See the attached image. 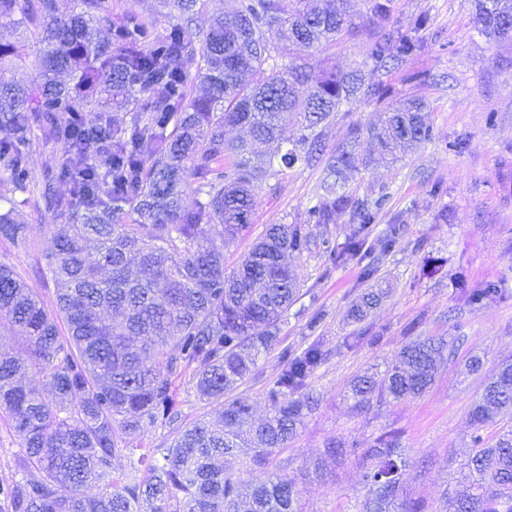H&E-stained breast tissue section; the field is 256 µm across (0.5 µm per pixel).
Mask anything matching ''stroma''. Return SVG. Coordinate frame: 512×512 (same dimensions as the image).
I'll list each match as a JSON object with an SVG mask.
<instances>
[{"instance_id": "obj_1", "label": "stroma", "mask_w": 512, "mask_h": 512, "mask_svg": "<svg viewBox=\"0 0 512 512\" xmlns=\"http://www.w3.org/2000/svg\"><path fill=\"white\" fill-rule=\"evenodd\" d=\"M111 3L114 12H137L156 35L177 21L162 0ZM391 24L417 43L408 61L385 75L388 97H422L433 136L390 167H365L371 146L362 143L347 181L350 194L382 202L371 236L390 224L405 227L379 271L386 294L364 321H353L349 309L363 289L360 264L327 265L318 245L291 257L305 293L280 325L278 350L233 392L264 413L265 391L282 368L279 349L299 351L321 339L329 356L308 381L319 405L278 456L300 490L304 512H357L364 488L356 451L386 432L399 435L413 462L404 497L424 501L428 512H446L454 472L475 438L494 441L512 422L503 417L477 427L470 417L484 381L512 360V43L478 32L474 0H393ZM368 46L367 37L344 36L295 53L318 70L352 71L363 68ZM382 108L367 100L342 108L335 121L318 128L324 151H334L350 126L375 123ZM320 177V168L298 165L257 189L252 231L225 249L227 268L238 264L265 225L304 221ZM17 211L27 240L0 241V263L52 299L55 285L38 260L52 246L56 218L27 204ZM442 212L447 221H438ZM489 284L498 290L494 300L470 299V289ZM317 313L320 325L309 330ZM350 336L357 344L347 345ZM418 336L444 338L454 351L427 392L355 409L348 397L353 381L385 370ZM475 357L482 368L472 373L467 365ZM334 440L346 448L342 462L329 463L324 480L307 477L310 462Z\"/></svg>"}]
</instances>
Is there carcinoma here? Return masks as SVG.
I'll list each match as a JSON object with an SVG mask.
<instances>
[{
  "instance_id": "cac0c4a2",
  "label": "carcinoma",
  "mask_w": 512,
  "mask_h": 512,
  "mask_svg": "<svg viewBox=\"0 0 512 512\" xmlns=\"http://www.w3.org/2000/svg\"><path fill=\"white\" fill-rule=\"evenodd\" d=\"M206 0H166L179 19L149 38L131 11L112 13L107 0H77L63 14L58 0H0V19L38 47L34 76L0 83V168L13 191L37 193L35 204L66 230L54 238L45 266L55 284L51 301L12 267L0 264V319L23 348L0 346V418L20 436L15 475L0 483V512H298L299 490L275 459L297 436L319 399L308 380L326 360L314 342L283 349L282 368L266 390L267 414L234 398L214 417L186 422L181 389L202 400L222 397L255 374L277 342L281 318L300 298L286 262L311 250L309 225L327 227L349 216L344 242L327 261L362 263L363 289L350 309L364 319L384 296L378 263L400 238L391 224L369 241L382 200L344 190L361 140L376 142L366 166L386 163L397 147L416 150L432 137L425 102L407 97L373 126L356 125L324 156L316 128L358 98L383 100L379 71L400 68L416 40L391 27L392 0H372L369 77L316 71L293 57L361 26L348 0H240L217 12L207 32H191ZM479 32L512 41V0H475ZM23 61L20 43L0 42V68ZM132 112L115 132L108 113ZM299 131L283 147L288 126ZM245 126L246 140L226 138ZM40 133L52 149L40 177L23 147ZM91 147L104 164L80 166L70 155ZM298 163L324 164L323 194L304 224H267L231 271L224 247L249 228L255 190ZM68 182V194L57 184ZM193 189L197 200L184 205ZM16 202L0 195V240L17 242ZM448 342L416 337L379 377L351 385L355 406L373 397L416 398L430 387ZM32 374L41 387L24 383ZM512 412V363L485 384L471 412L477 426ZM167 430V446L144 448L137 436ZM467 484L448 512H512V426L490 446L474 439ZM241 456L245 470L218 461ZM342 456L330 443L323 459ZM124 458L118 470L113 462ZM365 496L359 512H425L401 500L411 462L394 433L358 452ZM101 486L95 495L86 493Z\"/></svg>"
}]
</instances>
